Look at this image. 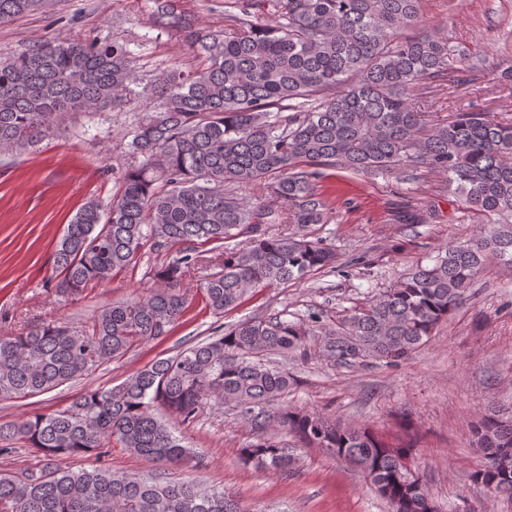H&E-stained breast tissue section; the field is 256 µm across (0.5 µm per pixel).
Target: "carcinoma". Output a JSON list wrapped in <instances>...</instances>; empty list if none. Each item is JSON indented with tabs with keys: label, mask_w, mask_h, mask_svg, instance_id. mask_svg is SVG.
<instances>
[{
	"label": "carcinoma",
	"mask_w": 512,
	"mask_h": 512,
	"mask_svg": "<svg viewBox=\"0 0 512 512\" xmlns=\"http://www.w3.org/2000/svg\"><path fill=\"white\" fill-rule=\"evenodd\" d=\"M155 21L194 52L195 64L143 82L127 45L108 39L34 44L0 58V154L60 129L71 110L93 113L127 101L144 84L147 117L130 143L138 164L104 205L90 201L66 225L54 251L57 293L76 296L108 284L141 250L180 246L146 295L112 303L90 325L43 323L0 337V401L49 392L167 335L183 317L182 280L215 245L221 271L199 284L216 316L262 288L297 282L330 267L332 248L272 224H325L331 209L317 192L320 169L444 173L486 220L474 238L418 265L334 325L315 315L242 321L208 342L146 364L111 388L87 390L51 413L0 423V453L20 440L44 465L21 476L0 472V512H245L222 490L168 474L143 477L70 461L118 445L179 467L184 438L157 415L183 425L207 408L232 404L250 422L243 459L286 474L294 448L267 433L270 423L307 448L355 464L392 512H433L409 457L364 426L280 406L293 377L262 358L304 356L315 342L350 367L397 366L426 346L470 296L489 257L512 266V118L458 112L428 125L414 103L421 81L473 66L470 54L435 33H412L421 0H224V30L203 31L169 0H154ZM52 0H0V24ZM280 204L246 200L256 184ZM482 461L471 481L512 497V414L498 410L474 427Z\"/></svg>",
	"instance_id": "obj_1"
}]
</instances>
